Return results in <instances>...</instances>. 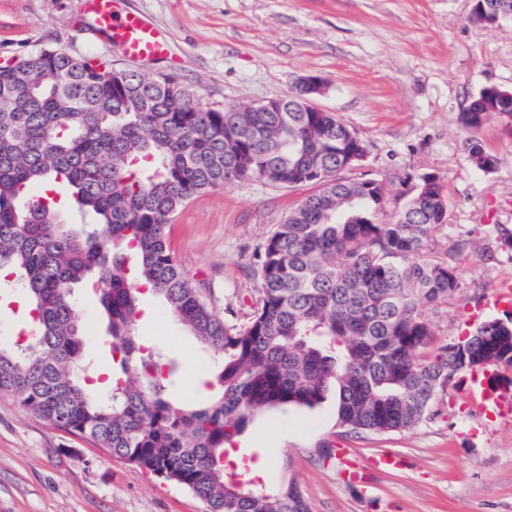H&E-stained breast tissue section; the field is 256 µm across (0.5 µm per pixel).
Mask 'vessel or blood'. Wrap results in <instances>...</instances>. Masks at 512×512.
Masks as SVG:
<instances>
[{"mask_svg":"<svg viewBox=\"0 0 512 512\" xmlns=\"http://www.w3.org/2000/svg\"><path fill=\"white\" fill-rule=\"evenodd\" d=\"M84 11L126 57L137 61L169 57L171 47L160 29L145 15L129 9L126 0H84ZM490 377L487 368L472 369L467 378L469 396L480 407L491 408L494 417L511 419L512 393L492 390L488 385ZM336 457L341 463L343 482L361 495H372L366 469L357 465L351 451L337 449Z\"/></svg>","mask_w":512,"mask_h":512,"instance_id":"obj_1","label":"vessel or blood"}]
</instances>
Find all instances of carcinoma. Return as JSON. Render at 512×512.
<instances>
[{
    "label": "carcinoma",
    "mask_w": 512,
    "mask_h": 512,
    "mask_svg": "<svg viewBox=\"0 0 512 512\" xmlns=\"http://www.w3.org/2000/svg\"><path fill=\"white\" fill-rule=\"evenodd\" d=\"M481 23H512L485 0ZM299 87L271 111L202 103L168 75L100 68L41 49L0 67V269L15 275L32 322L0 337V394L53 426L192 492L207 512H309L291 481L245 487L224 445L279 404L312 407L335 389L347 433L417 427L448 381L476 366H512V322L491 319L431 360L424 310L453 299L458 273L426 258L446 222L436 175L385 222L387 184L357 174L366 149L333 112H301ZM512 116V90L489 87L458 114L470 163L498 159L477 133ZM312 186L259 256L261 303L245 326L221 318L168 241L194 196L232 182ZM80 223L61 219L62 204ZM145 281L216 363L217 394L188 407L174 360L133 326ZM97 290L111 337L97 354L109 388L90 387L76 289Z\"/></svg>",
    "instance_id": "cac0c4a2"
}]
</instances>
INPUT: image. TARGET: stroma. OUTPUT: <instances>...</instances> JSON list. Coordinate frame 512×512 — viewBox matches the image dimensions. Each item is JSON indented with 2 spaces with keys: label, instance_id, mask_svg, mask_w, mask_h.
Masks as SVG:
<instances>
[{
  "label": "stroma",
  "instance_id": "obj_1",
  "mask_svg": "<svg viewBox=\"0 0 512 512\" xmlns=\"http://www.w3.org/2000/svg\"><path fill=\"white\" fill-rule=\"evenodd\" d=\"M171 44L168 58L128 61L83 11V0H0V62L51 48L108 60L116 69L169 74L221 107L287 95L309 74L324 78L316 102L336 113L366 148L362 173L384 180L386 212L399 209L428 174L441 178L448 218L427 242L459 273L448 303L426 311L433 334L423 350L456 342L472 309L512 279V212L484 217L512 199V117L480 131L499 163L476 170L463 150L457 116L488 87L512 89V25H481L473 0H129ZM235 182L195 196L175 216L168 239L212 308L246 325L260 300L258 257L288 211L311 194ZM135 323L146 345L180 365L183 397L201 404L215 391L211 363L158 296L139 294ZM360 463L383 452L408 460L394 473L370 472L374 505L347 488L328 450ZM239 481L293 480L310 512H512V419L488 421L455 377L416 428L346 434L336 395L315 407L281 405L257 414L238 444ZM190 491L113 458L90 438L54 427L0 395V512H204Z\"/></svg>",
  "mask_w": 512,
  "mask_h": 512
}]
</instances>
